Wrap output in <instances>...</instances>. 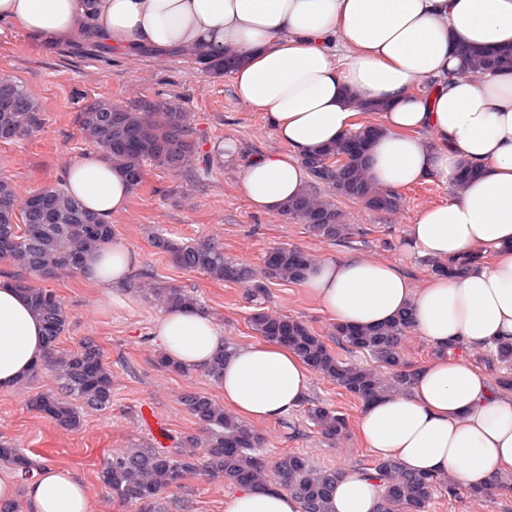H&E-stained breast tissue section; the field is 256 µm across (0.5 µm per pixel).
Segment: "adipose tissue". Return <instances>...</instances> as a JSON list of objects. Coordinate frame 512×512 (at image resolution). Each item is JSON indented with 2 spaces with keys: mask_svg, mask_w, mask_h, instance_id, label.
I'll use <instances>...</instances> for the list:
<instances>
[{
  "mask_svg": "<svg viewBox=\"0 0 512 512\" xmlns=\"http://www.w3.org/2000/svg\"><path fill=\"white\" fill-rule=\"evenodd\" d=\"M47 41L88 36L122 52L143 48L212 57L234 49L238 101L265 113L284 153L241 169L242 190L264 214L281 212L307 183L302 157L355 128L358 108L379 105L365 169L394 193L425 181L474 176L448 201L417 212L408 247L438 261L474 246L492 264L465 267L414 288L394 265L364 256L314 264L305 286L343 325L373 326L412 309L417 332L439 347L512 340V70L464 77L463 47L512 48V0H0V24ZM66 185L102 219L122 210L130 189L102 155L70 165ZM135 253L113 246L89 254L84 274L105 288L127 282ZM43 323L0 278V391L15 388L44 360ZM156 334L164 351L194 370L224 346L214 320L169 311ZM306 367L276 346L249 345L224 363V400L253 420L286 417L305 399ZM368 448L413 473L452 474L469 489L512 470V392H492L465 360L439 356L415 370L410 391L365 405ZM24 492L26 512H92L83 479L36 464L18 487L0 474V499ZM378 481L345 471L330 512H379ZM224 512H300L287 490L242 489Z\"/></svg>",
  "mask_w": 512,
  "mask_h": 512,
  "instance_id": "ef3b65f1",
  "label": "adipose tissue"
}]
</instances>
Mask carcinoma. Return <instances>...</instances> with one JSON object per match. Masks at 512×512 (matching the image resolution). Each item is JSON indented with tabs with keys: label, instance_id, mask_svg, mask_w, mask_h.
Here are the masks:
<instances>
[{
	"label": "carcinoma",
	"instance_id": "cac0c4a2",
	"mask_svg": "<svg viewBox=\"0 0 512 512\" xmlns=\"http://www.w3.org/2000/svg\"><path fill=\"white\" fill-rule=\"evenodd\" d=\"M203 64L208 72L230 74L237 67L238 57L226 50ZM491 67L512 69V49L492 56L470 52L467 73L479 76ZM2 95L22 111L0 112V141L23 136L41 124V113L34 101L14 79L1 74ZM80 124L92 147L124 175L133 192L144 184L150 165L184 172L197 183L204 182L211 172L210 156L199 151L189 113L179 102L156 100L138 109H128L110 99H98L83 108ZM375 134V128L362 125L339 142L304 157L302 164L314 184L291 199L282 214L307 226L314 236L337 242L349 238L351 227L316 186L323 185L335 195L359 200L372 211L396 209L398 195L374 186L362 164ZM114 237L113 224L87 210L68 194L66 186L34 191L19 204L13 184L0 177V260L17 271L40 276L48 273L53 277L80 274L84 257L112 244ZM153 247L167 254L174 264L200 270L217 281L240 282L257 274L227 260L224 247L214 239L178 244L159 234L153 238ZM313 264V257L301 248L275 247L266 252L259 274L267 280L301 283ZM428 266L433 274L446 276L463 269L461 263L436 260L429 261ZM15 287L26 295L44 321V365L55 372L61 384L59 391L48 390L33 396L30 406L63 428L77 429L81 425L80 413L68 397L76 396L99 408L111 407L112 371L92 338L81 340L73 350H58V341L69 320L61 299L52 289L22 277L16 280ZM148 291L166 311L204 310L195 295L176 285L153 282L148 284ZM250 325L263 341L293 352L315 374L364 405L411 387L414 369L402 349L407 334L415 327L409 309L373 328L336 325V344L368 354L378 364L376 369L343 360L298 318L257 312L250 317ZM233 351V346L224 344V350L206 368L214 384H222L224 357ZM493 357L506 369L497 379L498 387L512 391V341L496 344ZM42 366H37L32 375H37ZM183 405L199 421L206 437L178 439L166 433L164 438L173 442L170 447L153 438L139 448L113 451L99 473L101 483L113 496L130 505L155 504L171 489L185 488L189 477L203 474L221 477L236 487L282 488L298 499L301 512H329L339 471L318 468L300 454L287 455L271 466L261 453L265 443L262 434L226 412L208 394L189 393L183 397ZM308 415L324 438L335 441L347 436V418L335 409L316 405L308 409ZM0 461L13 466L23 479L32 475L31 461L8 440L0 441ZM362 472L380 482L381 512H430L438 489L447 490L450 496L456 493L451 477L408 472L394 459H376Z\"/></svg>",
	"mask_w": 512,
	"mask_h": 512
}]
</instances>
